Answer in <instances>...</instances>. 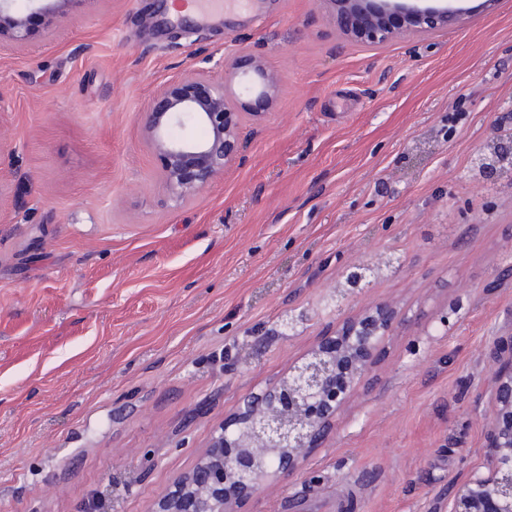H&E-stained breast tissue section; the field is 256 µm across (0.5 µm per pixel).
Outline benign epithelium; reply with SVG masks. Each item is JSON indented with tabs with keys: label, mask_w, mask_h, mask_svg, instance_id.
<instances>
[{
	"label": "benign epithelium",
	"mask_w": 512,
	"mask_h": 512,
	"mask_svg": "<svg viewBox=\"0 0 512 512\" xmlns=\"http://www.w3.org/2000/svg\"><path fill=\"white\" fill-rule=\"evenodd\" d=\"M76 0H0V46H21L30 38L31 21L45 18L54 29L68 17ZM336 28L366 45L379 46L435 35L457 28L463 10L441 0H331ZM248 76L259 89L244 99L232 84ZM280 76L261 58L238 55L226 63L222 82L185 73L161 89L138 123L145 147L162 159V202L178 206L219 176L240 154V112L261 117L273 106ZM192 123L205 130L200 138L175 137L171 130ZM498 152L512 157V128H497ZM364 266L345 268L327 306L342 310L351 298L372 286ZM398 327L395 312L379 305L372 313L343 324L296 361L288 373L260 393L243 398L238 416L224 424L191 474L157 502L154 512H239L266 482L297 473L317 447L348 394L369 370L380 341ZM497 416L489 436L488 473H474L454 488L450 512H512V335L490 346Z\"/></svg>",
	"instance_id": "1"
}]
</instances>
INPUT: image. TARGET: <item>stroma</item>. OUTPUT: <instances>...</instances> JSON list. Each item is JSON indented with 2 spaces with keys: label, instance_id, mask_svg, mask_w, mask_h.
Returning a JSON list of instances; mask_svg holds the SVG:
<instances>
[{
  "label": "stroma",
  "instance_id": "obj_1",
  "mask_svg": "<svg viewBox=\"0 0 512 512\" xmlns=\"http://www.w3.org/2000/svg\"><path fill=\"white\" fill-rule=\"evenodd\" d=\"M257 3L185 32L160 0H83L55 38L36 22L0 49V512H86L116 477L118 512H154L247 394L380 303L400 328L301 473L242 512H336L345 489L356 512H448L486 471L512 180L473 159L512 124V0L375 48L323 0ZM241 51L279 73L274 108L242 115L223 176L161 205L139 114ZM388 255L398 272L325 308L344 266Z\"/></svg>",
  "mask_w": 512,
  "mask_h": 512
}]
</instances>
